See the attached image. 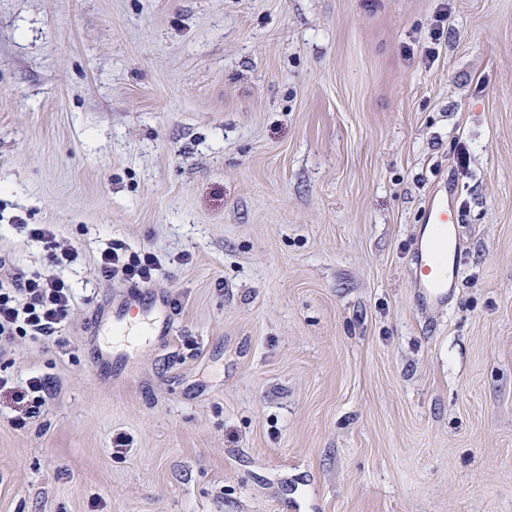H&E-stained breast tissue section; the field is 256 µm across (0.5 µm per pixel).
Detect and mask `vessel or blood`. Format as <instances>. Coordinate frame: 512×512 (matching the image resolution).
I'll return each mask as SVG.
<instances>
[{
  "label": "vessel or blood",
  "mask_w": 512,
  "mask_h": 512,
  "mask_svg": "<svg viewBox=\"0 0 512 512\" xmlns=\"http://www.w3.org/2000/svg\"><path fill=\"white\" fill-rule=\"evenodd\" d=\"M460 222L461 216L447 194L438 191L430 196L411 258L414 286L428 307H444L458 284Z\"/></svg>",
  "instance_id": "1"
}]
</instances>
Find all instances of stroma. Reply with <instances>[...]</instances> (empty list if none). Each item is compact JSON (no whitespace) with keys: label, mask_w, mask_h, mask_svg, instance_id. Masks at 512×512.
Here are the masks:
<instances>
[{"label":"stroma","mask_w":512,"mask_h":512,"mask_svg":"<svg viewBox=\"0 0 512 512\" xmlns=\"http://www.w3.org/2000/svg\"><path fill=\"white\" fill-rule=\"evenodd\" d=\"M114 240L156 280H98ZM1 253L78 305L0 342L54 387L22 428L0 395V512H512V0H0ZM133 292L173 331L100 364ZM460 222L461 216L448 194L437 191L430 196L411 258L414 288L428 307H444L457 288ZM15 226L26 235L28 241L42 244L47 251V259L51 265L61 266L64 261L69 262L73 258V251L68 247H61L57 242L54 225L15 224Z\"/></svg>","instance_id":"1"}]
</instances>
